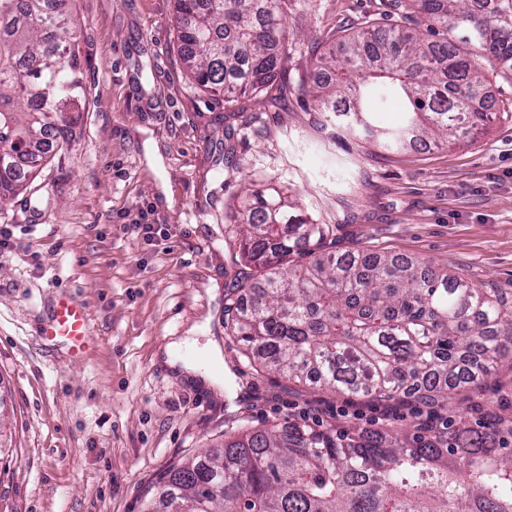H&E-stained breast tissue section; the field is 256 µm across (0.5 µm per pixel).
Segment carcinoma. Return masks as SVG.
<instances>
[{
  "mask_svg": "<svg viewBox=\"0 0 512 512\" xmlns=\"http://www.w3.org/2000/svg\"><path fill=\"white\" fill-rule=\"evenodd\" d=\"M179 54L196 88L274 105L288 60V0H174ZM397 21L344 36L308 89L336 127L389 149L457 140L483 127L482 62L512 71V0H390ZM446 37L429 41L423 33ZM68 0H0V203L28 189L70 141L84 98ZM376 86L403 106L396 130L365 102ZM278 189L245 193L227 215L235 269L224 328L262 371L338 395L414 391L448 406L454 391L512 354V295L440 273L426 260L328 253ZM147 512H512V414L473 427L322 429L304 422L224 433L170 468Z\"/></svg>",
  "mask_w": 512,
  "mask_h": 512,
  "instance_id": "carcinoma-1",
  "label": "carcinoma"
}]
</instances>
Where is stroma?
I'll use <instances>...</instances> for the list:
<instances>
[{
  "label": "stroma",
  "mask_w": 512,
  "mask_h": 512,
  "mask_svg": "<svg viewBox=\"0 0 512 512\" xmlns=\"http://www.w3.org/2000/svg\"><path fill=\"white\" fill-rule=\"evenodd\" d=\"M69 5L82 121L36 190L0 207L17 245L0 255V512H142L172 465L243 426L416 425L412 400L317 394L254 369L224 328V213L275 186L333 226L326 250L427 259L512 292V80L485 63L493 117L465 141L385 150L336 129L304 89L320 77L314 47L385 22L387 0H291L280 105L232 110L183 69L173 0ZM61 291L91 323L78 359L38 334ZM186 336L218 341L234 398L160 360ZM509 402L504 368L453 400L474 422Z\"/></svg>",
  "instance_id": "stroma-1"
}]
</instances>
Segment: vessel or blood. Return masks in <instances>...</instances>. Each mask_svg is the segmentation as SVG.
Here are the masks:
<instances>
[{
  "mask_svg": "<svg viewBox=\"0 0 512 512\" xmlns=\"http://www.w3.org/2000/svg\"><path fill=\"white\" fill-rule=\"evenodd\" d=\"M39 334L45 341L66 345L73 356H82L91 342L85 306L69 295H58L49 317L40 326Z\"/></svg>",
  "mask_w": 512,
  "mask_h": 512,
  "instance_id": "b4317fda",
  "label": "vessel or blood"
}]
</instances>
